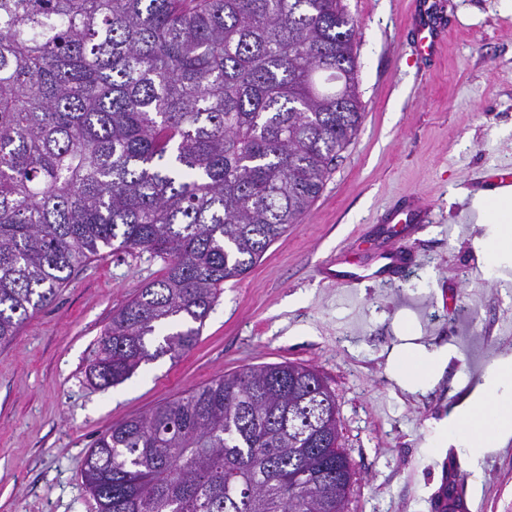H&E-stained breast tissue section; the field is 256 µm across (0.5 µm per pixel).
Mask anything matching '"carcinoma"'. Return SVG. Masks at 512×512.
<instances>
[{"mask_svg": "<svg viewBox=\"0 0 512 512\" xmlns=\"http://www.w3.org/2000/svg\"><path fill=\"white\" fill-rule=\"evenodd\" d=\"M358 35L343 0H0V344L108 248L164 274L88 380L194 348L356 139ZM355 475L334 394L290 362L112 426L83 468L98 512H347Z\"/></svg>", "mask_w": 512, "mask_h": 512, "instance_id": "carcinoma-1", "label": "carcinoma"}]
</instances>
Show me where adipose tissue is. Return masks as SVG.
<instances>
[{"instance_id": "obj_1", "label": "adipose tissue", "mask_w": 512, "mask_h": 512, "mask_svg": "<svg viewBox=\"0 0 512 512\" xmlns=\"http://www.w3.org/2000/svg\"><path fill=\"white\" fill-rule=\"evenodd\" d=\"M480 221L494 225L491 240L483 242L488 264L501 256L512 257V189L501 187L480 193L472 200ZM447 348L429 350L422 346L401 345L391 348L387 359L395 379L415 386L438 381L448 363ZM456 439L467 448H495L512 438V358L500 360L492 381L480 385L459 406L450 428L438 433V444Z\"/></svg>"}]
</instances>
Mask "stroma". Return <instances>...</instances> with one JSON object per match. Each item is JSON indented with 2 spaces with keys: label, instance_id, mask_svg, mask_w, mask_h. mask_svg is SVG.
Returning a JSON list of instances; mask_svg holds the SVG:
<instances>
[{
  "label": "stroma",
  "instance_id": "1",
  "mask_svg": "<svg viewBox=\"0 0 512 512\" xmlns=\"http://www.w3.org/2000/svg\"><path fill=\"white\" fill-rule=\"evenodd\" d=\"M359 26L364 117L310 212L243 277L225 281L197 345L100 389L87 366L114 311L164 263L118 252L78 269L56 299L0 346V512H97L84 459L113 424L216 376L267 363L316 369L336 398L354 462L349 512H429L449 461L469 512H512V441L470 468L464 448H431L500 359L512 357V262L491 268L475 193L512 171V0H431L443 27L418 51L420 0H344ZM429 207L406 243L415 263L389 283L350 288L317 270L346 254L374 266L395 244L390 218ZM414 342L452 356L442 379L409 390L387 355Z\"/></svg>",
  "mask_w": 512,
  "mask_h": 512
}]
</instances>
